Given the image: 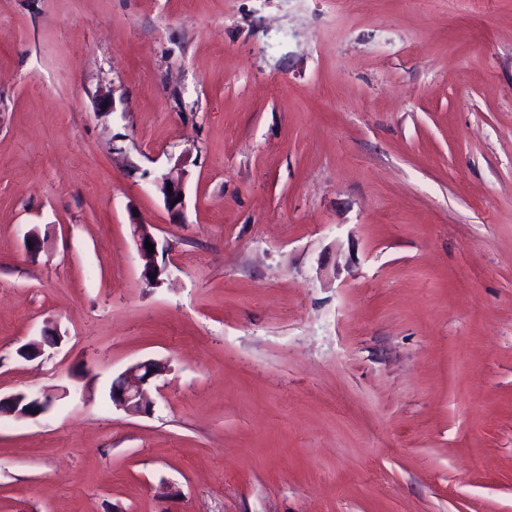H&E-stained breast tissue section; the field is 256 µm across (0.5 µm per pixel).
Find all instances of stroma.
<instances>
[{"instance_id":"obj_1","label":"stroma","mask_w":512,"mask_h":512,"mask_svg":"<svg viewBox=\"0 0 512 512\" xmlns=\"http://www.w3.org/2000/svg\"><path fill=\"white\" fill-rule=\"evenodd\" d=\"M63 386L0 512H512V0H0V395ZM184 161H179L177 165L171 168L168 172L162 174L157 179V187L164 196V201L167 208L171 211H180L184 207V179L186 171ZM167 185H170V190H167ZM182 195L179 202H175V199ZM175 202V205H172ZM130 227L138 255L143 262L141 271L142 280L146 286L156 288L163 283L162 276L166 274L167 267L165 264L161 266L158 263L157 257L159 254V243L152 231L153 226L135 218L132 219ZM145 240H149V242L154 245L153 254H150L146 249ZM151 275H155V278L151 279ZM160 372V365L153 360L130 366L119 380L112 383V403L130 414L147 413L152 404L148 396V385Z\"/></svg>"}]
</instances>
